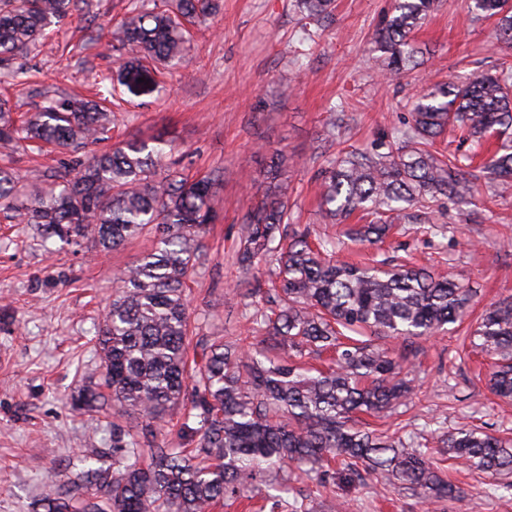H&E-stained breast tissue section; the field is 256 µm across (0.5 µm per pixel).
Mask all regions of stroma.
<instances>
[{"mask_svg": "<svg viewBox=\"0 0 512 512\" xmlns=\"http://www.w3.org/2000/svg\"><path fill=\"white\" fill-rule=\"evenodd\" d=\"M394 0H336L332 22L302 18L294 0H219L194 33L187 59L152 93L117 85L122 103L112 136L175 140L172 160L202 177L223 171L213 203L219 219L193 275L190 315L201 334L259 343L231 260L240 220L253 196L267 188L274 150L288 160L280 182L299 224L337 241L336 257L372 264L410 259L435 274L468 283L475 307L512 296V192L481 190L464 204L441 200L401 225L384 244L349 240L345 227L320 210L313 176L325 149L379 151L386 133L401 126L417 95L448 81L465 82L480 70L512 64V45L501 43L496 22L469 12L463 0H440L414 33L423 63L396 81L377 61L375 33ZM128 0H85L60 21L41 52L20 56L27 81L0 82L14 112L34 111L45 97L92 92L98 75L116 70L113 31ZM344 110L333 132L334 110ZM76 156L50 148L19 152L11 164L23 181L50 182L71 171ZM152 247L142 235L108 253L56 244L47 252L29 225L0 212V512H32L50 477L68 479L83 462H112V419L71 411L61 400L79 387L104 391L95 330L115 289L114 273ZM465 326L412 343L408 367L417 389L408 405L360 426L400 436L430 438L466 424L512 437V401L488 387V358L465 349ZM436 462L457 485L458 498L425 501L419 492L385 487L364 471L354 482L337 474L287 472V503L261 499L225 502L222 512H512V474H478L445 456Z\"/></svg>", "mask_w": 512, "mask_h": 512, "instance_id": "stroma-1", "label": "stroma"}]
</instances>
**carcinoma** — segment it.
Here are the masks:
<instances>
[{
    "label": "carcinoma",
    "mask_w": 512,
    "mask_h": 512,
    "mask_svg": "<svg viewBox=\"0 0 512 512\" xmlns=\"http://www.w3.org/2000/svg\"><path fill=\"white\" fill-rule=\"evenodd\" d=\"M74 0H0V68L37 50L47 30ZM334 0H296L311 19L331 16ZM436 0H395L377 32L383 70L400 78L418 63L412 33ZM468 10L497 22L512 43L509 0H465ZM217 11L215 0H142L120 23L126 61L120 78L138 80L179 64L191 50L185 23ZM114 113L104 100L51 98L13 116L0 99V148L30 145L83 148L111 138ZM482 145L501 139L479 174L435 148L448 127ZM387 151H347L315 176L323 210L332 220L359 211L366 224L349 234L382 243L405 218V205L428 210L441 198L463 197L473 181L494 192L512 188V66L468 82L428 88L410 119L391 133ZM172 144L129 139L78 164L60 183L19 185L0 166V208L34 225L42 242L85 243L100 251L124 245L149 229L155 246L115 277L117 288L96 332L112 417L132 411L133 433L112 422V464L88 467L74 480L50 479L35 512H213L226 500L258 489L266 472L290 465L321 468L334 461L348 476L374 471L383 485L421 490L428 501L454 499L425 451L396 434L358 427L354 415L390 412L412 399L415 381L404 351L381 344L399 337L429 338L470 315L472 290L415 265L338 263L336 241L309 240L288 211L285 189L268 193L242 217L237 263L256 304L252 320L269 346L242 350L201 336L192 327L186 282L204 255L203 239L217 220L216 178L173 171L154 179ZM472 347L495 357L489 388L512 399V297L490 304L476 319ZM334 350L320 371L299 362ZM196 359L189 360V351ZM101 394L86 386L71 398L78 409L100 411ZM182 420L190 447L171 448L166 424ZM439 453L485 474L512 473V439L463 425L436 437Z\"/></svg>",
    "instance_id": "1"
}]
</instances>
